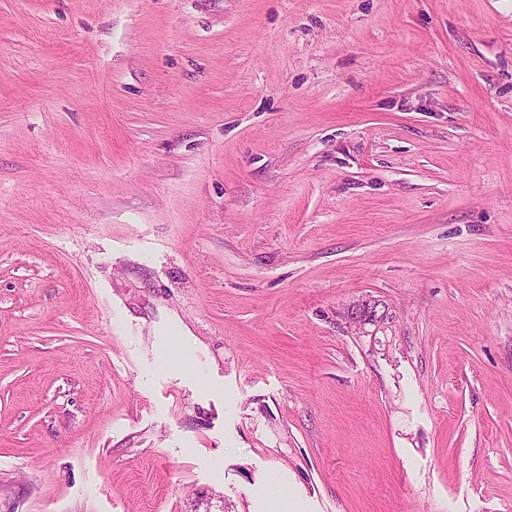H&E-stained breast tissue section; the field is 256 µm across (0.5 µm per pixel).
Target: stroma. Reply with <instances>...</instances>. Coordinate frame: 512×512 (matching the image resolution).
I'll list each match as a JSON object with an SVG mask.
<instances>
[{
  "instance_id": "stroma-1",
  "label": "stroma",
  "mask_w": 512,
  "mask_h": 512,
  "mask_svg": "<svg viewBox=\"0 0 512 512\" xmlns=\"http://www.w3.org/2000/svg\"><path fill=\"white\" fill-rule=\"evenodd\" d=\"M276 488L512 512V0H0V512Z\"/></svg>"
}]
</instances>
